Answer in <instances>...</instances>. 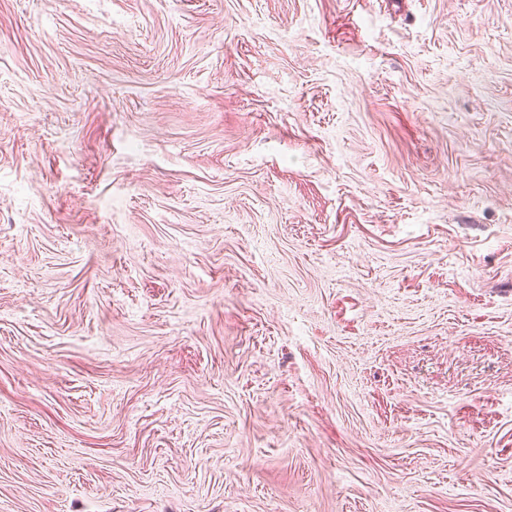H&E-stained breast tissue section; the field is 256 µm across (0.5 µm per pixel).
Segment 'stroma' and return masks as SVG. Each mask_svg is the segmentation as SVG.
Returning a JSON list of instances; mask_svg holds the SVG:
<instances>
[{"label":"stroma","mask_w":512,"mask_h":512,"mask_svg":"<svg viewBox=\"0 0 512 512\" xmlns=\"http://www.w3.org/2000/svg\"><path fill=\"white\" fill-rule=\"evenodd\" d=\"M0 512H512V0H0Z\"/></svg>","instance_id":"1"}]
</instances>
